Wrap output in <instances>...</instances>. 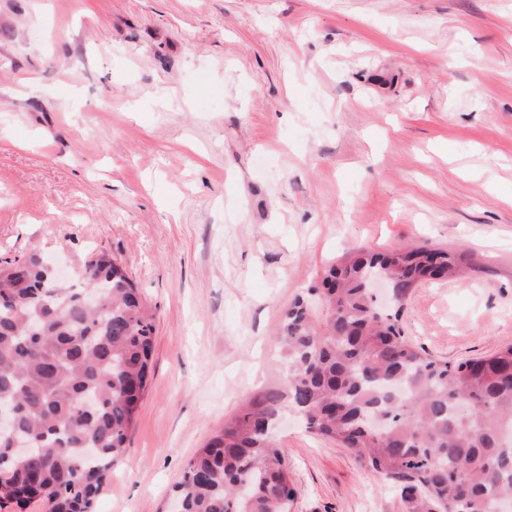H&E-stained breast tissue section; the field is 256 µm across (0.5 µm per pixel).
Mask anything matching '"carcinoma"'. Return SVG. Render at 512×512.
I'll list each match as a JSON object with an SVG mask.
<instances>
[{"label":"carcinoma","instance_id":"obj_1","mask_svg":"<svg viewBox=\"0 0 512 512\" xmlns=\"http://www.w3.org/2000/svg\"><path fill=\"white\" fill-rule=\"evenodd\" d=\"M463 262L425 243L362 250L325 269L313 289L319 321L302 298L284 311L291 404L310 432L398 488L407 512H501L512 501V346L435 359L404 336L401 308H378L367 288L385 276L399 303ZM84 266L104 298L95 310L36 256L0 262V406L13 411L0 435V499L36 496L51 512H93L152 365L153 315L125 268L105 252ZM276 418L274 399H256L226 422L177 484L182 512H290ZM15 442L33 452L16 460Z\"/></svg>","mask_w":512,"mask_h":512}]
</instances>
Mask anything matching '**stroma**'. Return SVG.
<instances>
[{
	"label": "stroma",
	"instance_id": "1",
	"mask_svg": "<svg viewBox=\"0 0 512 512\" xmlns=\"http://www.w3.org/2000/svg\"><path fill=\"white\" fill-rule=\"evenodd\" d=\"M407 242L470 264L410 291L405 336L512 345V0H0V260L108 252L155 316L95 512H172L268 395L291 512H404L306 431L278 337L326 267Z\"/></svg>",
	"mask_w": 512,
	"mask_h": 512
}]
</instances>
